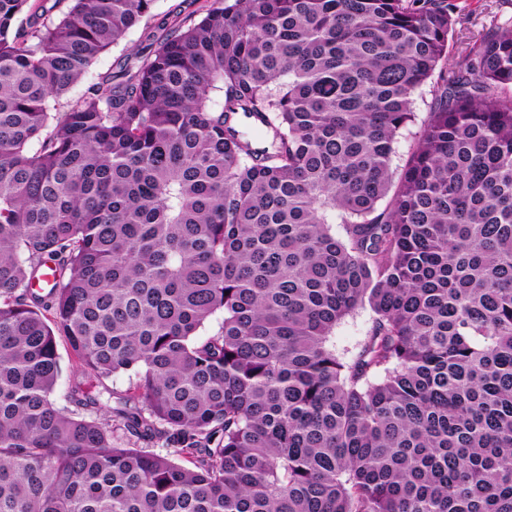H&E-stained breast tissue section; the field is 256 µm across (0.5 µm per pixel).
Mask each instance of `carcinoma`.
I'll list each match as a JSON object with an SVG mask.
<instances>
[{"mask_svg":"<svg viewBox=\"0 0 512 512\" xmlns=\"http://www.w3.org/2000/svg\"><path fill=\"white\" fill-rule=\"evenodd\" d=\"M61 2L0 0V512H512V27L206 0L50 129L155 0ZM61 336L116 423L52 399ZM142 27L143 23L131 28L119 44L110 46L101 52L94 60L83 80L72 86L66 94L59 98L49 99L47 112L50 113V128L54 126L57 118H60L68 110L69 104L82 96L90 85L98 82L112 70L117 58L123 53L129 52L126 51V48L139 44ZM432 88L429 85L424 86L414 99L413 111L415 113V120L406 128L401 130L396 138L394 144L395 153L392 155L391 165L392 168L402 167L407 158L410 145L413 142L415 133L419 130L421 121L426 117L429 107L432 102ZM373 314L367 309H359L353 315L347 316L334 329L332 342L339 353L354 354L357 344L363 340L372 320Z\"/></svg>","mask_w":512,"mask_h":512,"instance_id":"obj_1","label":"carcinoma"}]
</instances>
